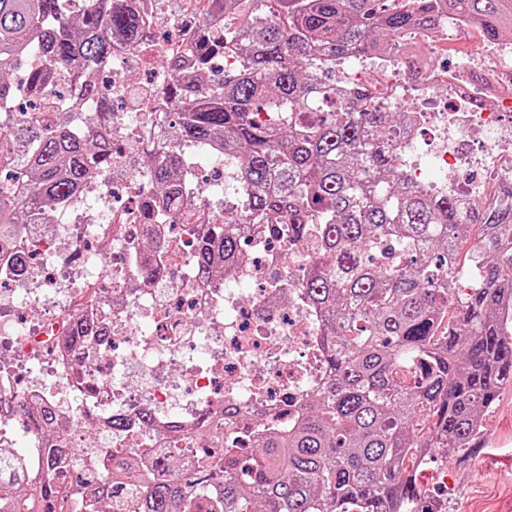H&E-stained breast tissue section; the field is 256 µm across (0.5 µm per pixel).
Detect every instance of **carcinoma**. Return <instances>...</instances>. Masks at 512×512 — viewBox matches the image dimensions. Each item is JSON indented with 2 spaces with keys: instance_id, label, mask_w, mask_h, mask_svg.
I'll return each mask as SVG.
<instances>
[{
  "instance_id": "cac0c4a2",
  "label": "carcinoma",
  "mask_w": 512,
  "mask_h": 512,
  "mask_svg": "<svg viewBox=\"0 0 512 512\" xmlns=\"http://www.w3.org/2000/svg\"><path fill=\"white\" fill-rule=\"evenodd\" d=\"M241 29L204 24L166 61L174 137L217 146L239 162L244 189L195 241L194 276L208 282L243 255L239 224L313 249L296 287L319 314L331 376L286 425H252L221 448L174 457L127 448L83 475L67 469L54 412L23 409L42 439L0 447V512H419L417 476L429 450L479 447L483 416L512 382V187L492 205L459 203L408 179L395 149L405 110L382 112L358 92L335 112L323 75L347 55L396 53L439 11L468 17L489 42L512 38V0H220ZM145 21L125 0H0V273L21 275L23 230L77 200L112 159V98L98 70L112 46H137ZM238 57L210 79L212 63ZM58 104L31 101V89ZM74 95L98 108L93 125ZM192 166L174 149L144 176L172 209L191 205ZM167 210L148 203L143 224ZM480 243L461 254L472 228ZM131 271L165 268L161 240L129 242ZM70 338L98 335L77 311Z\"/></svg>"
}]
</instances>
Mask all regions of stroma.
<instances>
[{"instance_id":"obj_1","label":"stroma","mask_w":512,"mask_h":512,"mask_svg":"<svg viewBox=\"0 0 512 512\" xmlns=\"http://www.w3.org/2000/svg\"><path fill=\"white\" fill-rule=\"evenodd\" d=\"M482 447L436 448L420 473L422 501L436 512H512V386L483 417Z\"/></svg>"}]
</instances>
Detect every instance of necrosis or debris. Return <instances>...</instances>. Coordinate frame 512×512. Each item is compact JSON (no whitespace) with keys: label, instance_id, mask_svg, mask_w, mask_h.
I'll use <instances>...</instances> for the list:
<instances>
[{"label":"necrosis or debris","instance_id":"1","mask_svg":"<svg viewBox=\"0 0 512 512\" xmlns=\"http://www.w3.org/2000/svg\"><path fill=\"white\" fill-rule=\"evenodd\" d=\"M149 21L142 41L163 57L181 54L198 31V15L186 0H132ZM178 16L175 35L159 40L160 17ZM476 33L473 22L440 18L429 29L413 31L407 54L376 58L349 56L336 85L349 91L365 84L375 104L411 99L407 122L399 134L404 173L422 180L432 170L448 191L466 203H494L500 186L512 183V43L490 45L451 70L432 56L447 40L449 27ZM135 49L114 45L101 73L111 75L112 167L130 166L133 150L166 147L164 137L175 102L169 95L171 74L154 69L143 81L145 108L131 110L127 90L129 62ZM427 152L426 165L415 163ZM210 172L194 171V205L172 213L162 225L169 265L157 277L139 280L127 262L112 265L109 294L84 300L89 273L80 265L84 226L102 240L140 232V201L149 196L144 183L125 180L97 194L98 208L66 209L49 224H31L25 239L42 267H56L62 285L47 289L38 280L0 279V335L12 354L34 365L49 364L50 377L0 373V434L18 418L19 403L54 409L65 421L73 450L72 463L86 469L92 459L111 457L122 448L146 445L173 452L199 445L198 429L209 420L208 444L217 448L225 408L248 420L284 419L286 407L308 403L329 377L317 314L307 305L295 281L308 266V249L273 239L242 226L239 236L247 258L223 281L200 283L192 273V245L199 224L218 222L211 171L226 172L223 152L209 150ZM250 285L242 295V285ZM83 300L87 313L106 330L102 340L74 346L63 321L71 304ZM50 307L38 325H30L27 309ZM126 423L124 432L113 419ZM97 435L95 454L80 440L86 429Z\"/></svg>","mask_w":512,"mask_h":512}]
</instances>
